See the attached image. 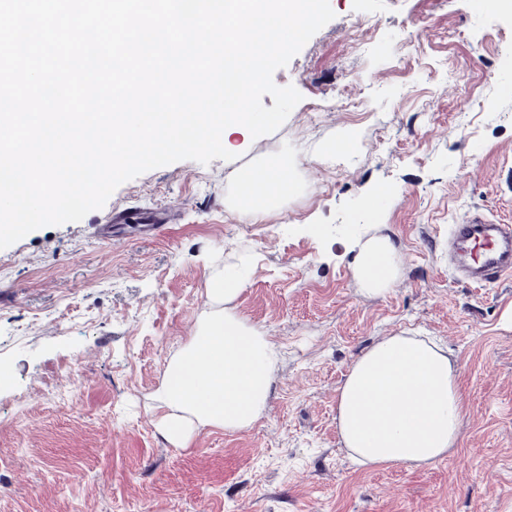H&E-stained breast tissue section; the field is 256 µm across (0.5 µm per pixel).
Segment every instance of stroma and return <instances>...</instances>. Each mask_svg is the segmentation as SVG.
<instances>
[{"mask_svg": "<svg viewBox=\"0 0 512 512\" xmlns=\"http://www.w3.org/2000/svg\"><path fill=\"white\" fill-rule=\"evenodd\" d=\"M330 5L273 75L303 96L276 132L235 137L233 161L147 171L0 250V512H512V279H453L442 250L469 212L512 224V70L496 67L512 59V0ZM278 153L296 191L232 218L226 174ZM131 207L167 219L114 222ZM379 233L402 276L367 297L350 260ZM244 256L251 281L228 308L280 351L268 408L172 445L154 396L210 308L208 279ZM402 331L456 361L459 440L425 467L363 468L337 393L356 356Z\"/></svg>", "mask_w": 512, "mask_h": 512, "instance_id": "obj_1", "label": "stroma"}]
</instances>
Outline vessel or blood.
<instances>
[{
	"instance_id": "b4317fda",
	"label": "vessel or blood",
	"mask_w": 512,
	"mask_h": 512,
	"mask_svg": "<svg viewBox=\"0 0 512 512\" xmlns=\"http://www.w3.org/2000/svg\"><path fill=\"white\" fill-rule=\"evenodd\" d=\"M446 241L459 257L452 271L464 280L481 287L512 277V224H494L475 212L449 225Z\"/></svg>"
}]
</instances>
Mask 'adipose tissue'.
Listing matches in <instances>:
<instances>
[{
    "label": "adipose tissue",
    "instance_id": "ef3b65f1",
    "mask_svg": "<svg viewBox=\"0 0 512 512\" xmlns=\"http://www.w3.org/2000/svg\"><path fill=\"white\" fill-rule=\"evenodd\" d=\"M266 179L240 198L236 209L257 216L276 208L289 191L288 159L263 158ZM350 267L362 292L378 296L400 278L390 237L367 238ZM252 258L215 273L206 289L213 312L205 314L192 341L172 360L155 396L160 430L184 445L202 427L235 432L263 416L279 363L277 348L261 332L223 312L250 282ZM463 415L456 367L441 345L403 332L360 354L340 389L337 426L342 443L364 466L429 465L450 455Z\"/></svg>",
    "mask_w": 512,
    "mask_h": 512
}]
</instances>
